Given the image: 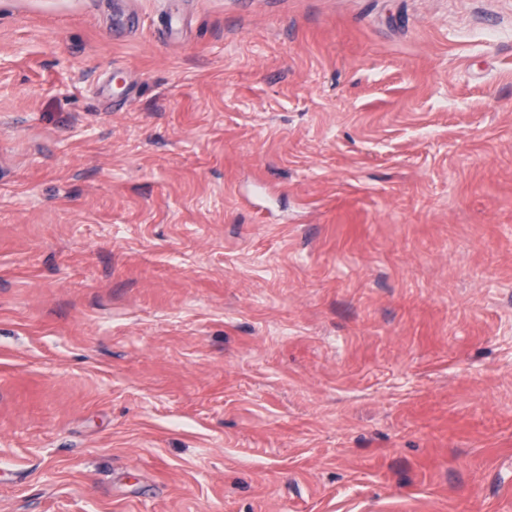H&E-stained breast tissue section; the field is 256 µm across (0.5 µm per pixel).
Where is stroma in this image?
Instances as JSON below:
<instances>
[{
  "label": "stroma",
  "mask_w": 512,
  "mask_h": 512,
  "mask_svg": "<svg viewBox=\"0 0 512 512\" xmlns=\"http://www.w3.org/2000/svg\"><path fill=\"white\" fill-rule=\"evenodd\" d=\"M0 512H512V0H0Z\"/></svg>",
  "instance_id": "stroma-1"
}]
</instances>
